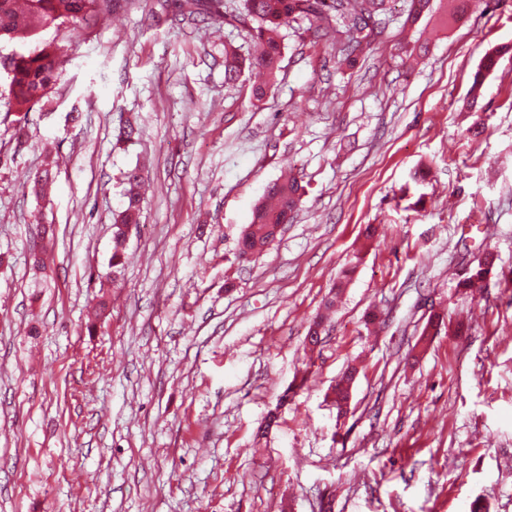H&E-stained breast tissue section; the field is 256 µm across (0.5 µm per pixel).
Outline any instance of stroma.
I'll list each match as a JSON object with an SVG mask.
<instances>
[{
  "mask_svg": "<svg viewBox=\"0 0 512 512\" xmlns=\"http://www.w3.org/2000/svg\"><path fill=\"white\" fill-rule=\"evenodd\" d=\"M224 2L213 24L114 0L41 32L63 69L22 125L0 75V512H512V0L459 19L430 0L412 23L392 0L342 69L334 39L290 23L259 102L248 73L224 77L225 46L253 55ZM129 121L139 136L117 142ZM133 167L141 219L95 320ZM287 171L306 188L293 222L242 259ZM487 252L486 288H458ZM434 311L468 329L418 347ZM350 365L341 415L327 393Z\"/></svg>",
  "mask_w": 512,
  "mask_h": 512,
  "instance_id": "obj_1",
  "label": "stroma"
}]
</instances>
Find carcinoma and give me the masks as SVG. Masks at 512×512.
Instances as JSON below:
<instances>
[{"instance_id":"carcinoma-1","label":"carcinoma","mask_w":512,"mask_h":512,"mask_svg":"<svg viewBox=\"0 0 512 512\" xmlns=\"http://www.w3.org/2000/svg\"><path fill=\"white\" fill-rule=\"evenodd\" d=\"M389 0H242L239 16L256 24L253 37L259 48L257 56L248 62L228 48L224 49V72L229 78L241 73L244 67L257 70L263 84L255 85L252 93L260 98L265 86L275 82L282 55L280 30L291 21L307 20L313 37L321 39L329 33L340 35L336 65L352 66L357 58L370 48L372 40L386 28ZM111 0H0V40H28L40 32L64 24L80 26L110 9ZM164 9L172 8L184 18L211 20L222 14L223 0H161ZM62 71L61 50L52 42H45L15 60L10 78L9 104L17 114V123L25 120L28 112L48 97ZM124 209L112 216V272L106 279L112 287L121 284L127 228L140 223L142 210V177L138 170L125 174ZM305 187L293 174L272 182L266 195L255 207L250 237L243 249L259 253L280 233L279 226L293 219ZM495 265V256L485 254L474 267H468L457 283L459 288H473L484 281ZM444 318L438 312L430 314L419 339L425 344L428 337L438 333ZM355 370H347L332 391L337 412L346 411L350 398V383Z\"/></svg>"}]
</instances>
